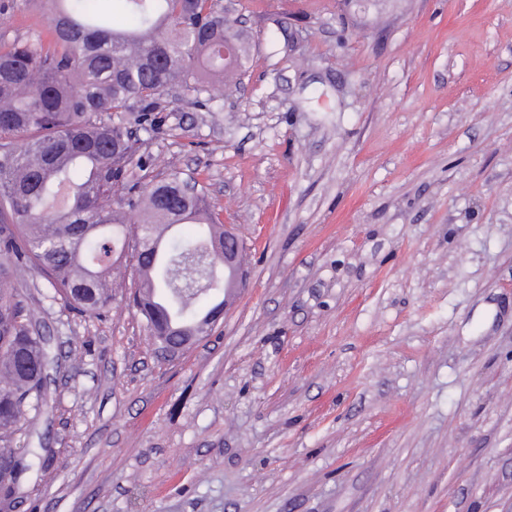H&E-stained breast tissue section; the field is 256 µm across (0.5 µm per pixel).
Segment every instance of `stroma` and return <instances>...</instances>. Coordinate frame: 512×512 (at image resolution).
Returning <instances> with one entry per match:
<instances>
[{
	"label": "stroma",
	"instance_id": "obj_1",
	"mask_svg": "<svg viewBox=\"0 0 512 512\" xmlns=\"http://www.w3.org/2000/svg\"><path fill=\"white\" fill-rule=\"evenodd\" d=\"M0 0V34L49 21ZM252 50L140 131L248 248L210 334L156 352L117 278L77 315L16 512H512V0H233ZM293 51H273L278 26Z\"/></svg>",
	"mask_w": 512,
	"mask_h": 512
}]
</instances>
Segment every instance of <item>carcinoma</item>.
<instances>
[{
    "instance_id": "carcinoma-1",
    "label": "carcinoma",
    "mask_w": 512,
    "mask_h": 512,
    "mask_svg": "<svg viewBox=\"0 0 512 512\" xmlns=\"http://www.w3.org/2000/svg\"><path fill=\"white\" fill-rule=\"evenodd\" d=\"M24 0L49 15L53 43L0 35V491L9 495L44 462L46 448L13 447L14 436L48 407L44 379L54 364L48 339L24 303L18 273L34 270L66 307L84 316L112 309V269L131 258L154 287L132 302L149 333L224 305V290L179 294L184 250L207 244L218 257L223 224L206 187L176 170L148 178L138 131L157 123L175 88L198 94L231 87L245 67L243 34L224 0ZM194 181L195 192L181 186ZM158 224L207 231L165 255L138 248Z\"/></svg>"
}]
</instances>
